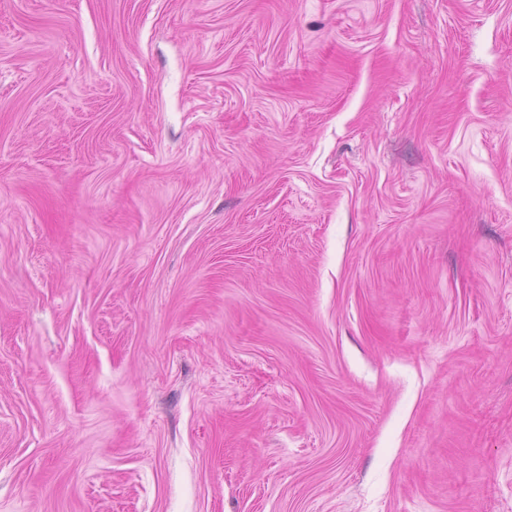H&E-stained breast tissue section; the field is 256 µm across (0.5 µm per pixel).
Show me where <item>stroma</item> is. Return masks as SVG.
Returning a JSON list of instances; mask_svg holds the SVG:
<instances>
[{"label":"stroma","instance_id":"1","mask_svg":"<svg viewBox=\"0 0 512 512\" xmlns=\"http://www.w3.org/2000/svg\"><path fill=\"white\" fill-rule=\"evenodd\" d=\"M0 512H512V0H0Z\"/></svg>","mask_w":512,"mask_h":512}]
</instances>
